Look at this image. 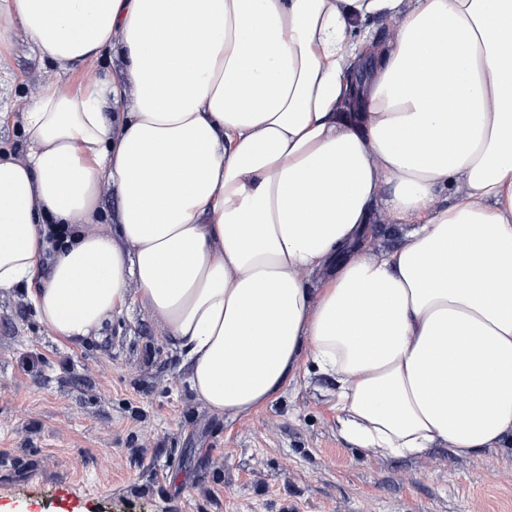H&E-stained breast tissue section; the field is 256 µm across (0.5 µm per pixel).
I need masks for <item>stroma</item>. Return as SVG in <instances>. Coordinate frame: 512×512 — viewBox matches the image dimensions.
<instances>
[{"label":"stroma","mask_w":512,"mask_h":512,"mask_svg":"<svg viewBox=\"0 0 512 512\" xmlns=\"http://www.w3.org/2000/svg\"><path fill=\"white\" fill-rule=\"evenodd\" d=\"M0 86V149L25 156L19 116L43 88L78 89L118 62L63 73L18 41ZM407 225L380 210L377 255ZM158 321L130 306L99 339L56 342L21 291L0 296V512H512V451L374 456L336 427L332 378L309 372L266 407L209 412Z\"/></svg>","instance_id":"obj_1"}]
</instances>
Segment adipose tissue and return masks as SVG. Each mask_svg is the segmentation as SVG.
Here are the masks:
<instances>
[{
	"instance_id": "ef3b65f1",
	"label": "adipose tissue",
	"mask_w": 512,
	"mask_h": 512,
	"mask_svg": "<svg viewBox=\"0 0 512 512\" xmlns=\"http://www.w3.org/2000/svg\"><path fill=\"white\" fill-rule=\"evenodd\" d=\"M20 39L123 76L44 89L0 152V292L57 341L135 304L210 412L310 364L367 453L512 446V0H0V70ZM380 204L406 241L358 254Z\"/></svg>"
}]
</instances>
